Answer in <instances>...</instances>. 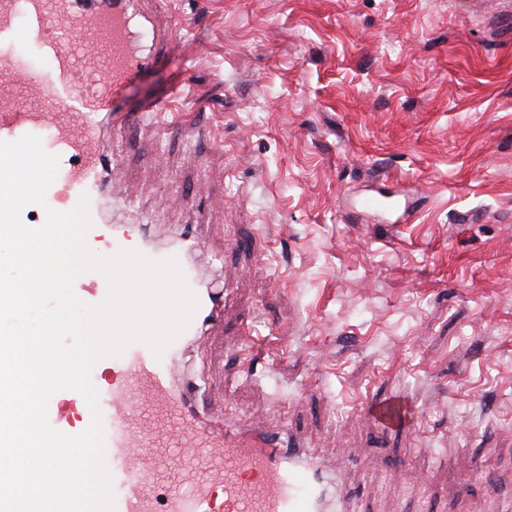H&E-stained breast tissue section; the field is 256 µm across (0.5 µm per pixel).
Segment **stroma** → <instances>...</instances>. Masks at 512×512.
<instances>
[{
	"instance_id": "stroma-1",
	"label": "stroma",
	"mask_w": 512,
	"mask_h": 512,
	"mask_svg": "<svg viewBox=\"0 0 512 512\" xmlns=\"http://www.w3.org/2000/svg\"><path fill=\"white\" fill-rule=\"evenodd\" d=\"M131 20L160 59L119 104L179 85L182 124L104 136L103 201L161 248L195 226L200 279L227 288L173 364L200 409L288 422L346 465L350 512L512 503V0H136ZM396 392L421 421L383 438L362 401Z\"/></svg>"
}]
</instances>
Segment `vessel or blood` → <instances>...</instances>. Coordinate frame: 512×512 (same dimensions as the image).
Wrapping results in <instances>:
<instances>
[{
    "label": "vessel or blood",
    "mask_w": 512,
    "mask_h": 512,
    "mask_svg": "<svg viewBox=\"0 0 512 512\" xmlns=\"http://www.w3.org/2000/svg\"><path fill=\"white\" fill-rule=\"evenodd\" d=\"M130 4L0 0V141L48 132L43 147L58 156L59 168L46 197L70 210L88 196L89 247L101 255L135 249L163 260L166 252L148 243L142 225L117 231L100 218V199L112 180V160L100 151L103 125L121 132L144 115L170 110L179 95L174 88L134 110L116 107L126 81L145 64L129 50ZM24 35L33 50L21 47ZM182 272L199 309L181 339L162 357L135 343L92 369L115 512H346L348 490L340 478L327 477L296 436L231 426L220 412L198 414L188 382L166 363L213 320L214 302L194 268ZM74 291L94 305L105 299L108 284L100 273L87 272L76 279ZM84 403L76 391H59L49 401L50 424L81 433L68 407ZM363 410L388 434L409 426L418 407L394 393L367 399Z\"/></svg>",
    "instance_id": "vessel-or-blood-1"
}]
</instances>
